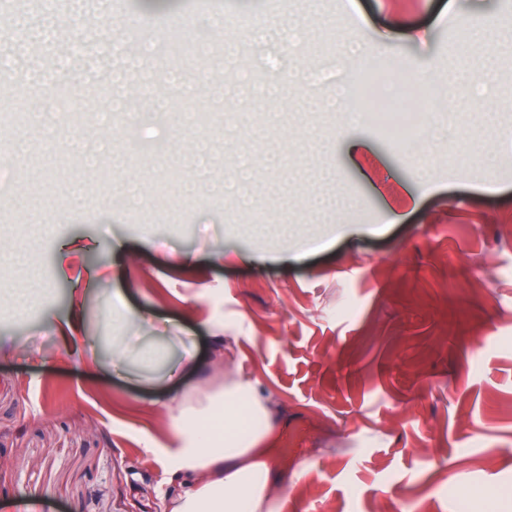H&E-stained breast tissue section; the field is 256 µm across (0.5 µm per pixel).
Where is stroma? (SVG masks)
Returning <instances> with one entry per match:
<instances>
[{
	"label": "stroma",
	"instance_id": "stroma-1",
	"mask_svg": "<svg viewBox=\"0 0 512 512\" xmlns=\"http://www.w3.org/2000/svg\"><path fill=\"white\" fill-rule=\"evenodd\" d=\"M97 13L125 55L145 47L180 67L175 40L224 17L209 38L251 52L241 111L214 97L230 62L211 58L161 124L137 82L131 120L105 140L121 160L82 158L97 110L92 71L57 53L47 26L85 41L101 65ZM512 29V0H36L0 9V104L51 105L66 92L84 115L0 118V512H166L171 482L155 456L174 442L186 396L231 374L282 408L273 472L287 512H512V52L497 93L464 78L465 44ZM358 25L371 44L345 70L332 47ZM26 31L39 52L21 49ZM424 69L454 109L424 114L399 142L351 129L320 103L346 83L351 103L377 71ZM310 73L296 86L298 72ZM205 120L187 127L185 112ZM214 154L193 200L184 184L201 138ZM339 205L321 209L328 196ZM393 210L396 223L382 216ZM284 224V237L256 233ZM77 241L57 261L56 239ZM288 261H278V253ZM83 297L85 340L69 355L55 324ZM141 314L139 327L123 313ZM125 339L122 366L102 353Z\"/></svg>",
	"mask_w": 512,
	"mask_h": 512
}]
</instances>
